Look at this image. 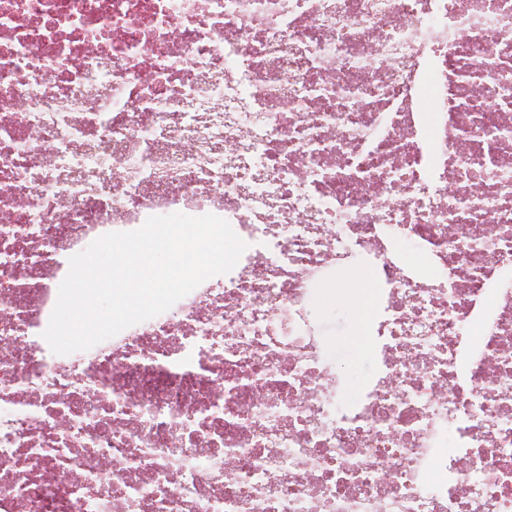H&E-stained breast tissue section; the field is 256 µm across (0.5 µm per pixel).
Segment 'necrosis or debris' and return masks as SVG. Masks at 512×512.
I'll list each match as a JSON object with an SVG mask.
<instances>
[{"instance_id": "4bbe7bcc", "label": "necrosis or debris", "mask_w": 512, "mask_h": 512, "mask_svg": "<svg viewBox=\"0 0 512 512\" xmlns=\"http://www.w3.org/2000/svg\"><path fill=\"white\" fill-rule=\"evenodd\" d=\"M174 213L235 267L53 353L70 257ZM0 512H512V0H0ZM362 273L368 278L365 301L359 297L355 303L348 304L345 299L336 297L337 283ZM374 288L365 268L356 263L345 265L327 277L319 288L318 300L310 309L317 333L324 337L329 356L351 397H356L370 383L376 367L374 352L364 330L373 310Z\"/></svg>"}]
</instances>
